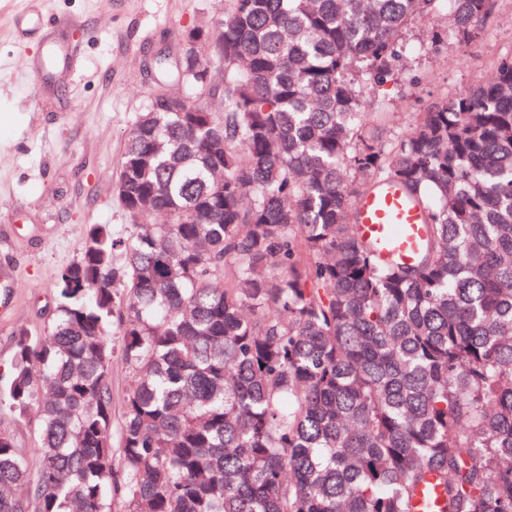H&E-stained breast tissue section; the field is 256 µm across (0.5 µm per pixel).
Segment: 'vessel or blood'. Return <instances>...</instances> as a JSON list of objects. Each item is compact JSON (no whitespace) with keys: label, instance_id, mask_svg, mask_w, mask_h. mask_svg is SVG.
<instances>
[{"label":"vessel or blood","instance_id":"vessel-or-blood-1","mask_svg":"<svg viewBox=\"0 0 512 512\" xmlns=\"http://www.w3.org/2000/svg\"><path fill=\"white\" fill-rule=\"evenodd\" d=\"M360 233L381 255L411 263L425 236L421 215L395 186L359 198L355 203Z\"/></svg>","mask_w":512,"mask_h":512}]
</instances>
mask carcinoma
<instances>
[{"label":"carcinoma","mask_w":512,"mask_h":512,"mask_svg":"<svg viewBox=\"0 0 512 512\" xmlns=\"http://www.w3.org/2000/svg\"><path fill=\"white\" fill-rule=\"evenodd\" d=\"M489 3L224 0V112L150 99L133 232L91 225L48 334H16L0 402L38 467L0 430V512H512V56L392 139L361 100L408 22L466 42ZM389 183L424 218L411 266L353 224ZM132 372L119 360H115L112 367V393L115 409V425L113 430V447L118 446V420L121 415L122 397L132 381ZM0 429L14 436L17 447L29 459L31 470L36 471L38 461L34 448L37 447V436L33 423L18 419L10 406L2 403L0 404Z\"/></svg>","instance_id":"obj_1"}]
</instances>
